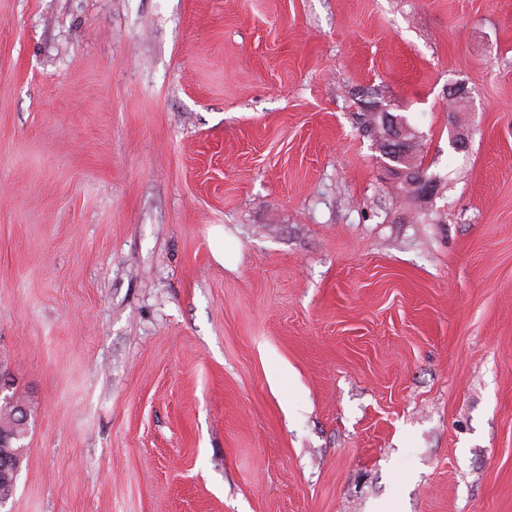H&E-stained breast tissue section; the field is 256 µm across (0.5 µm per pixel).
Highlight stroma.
<instances>
[{"label": "stroma", "instance_id": "1", "mask_svg": "<svg viewBox=\"0 0 512 512\" xmlns=\"http://www.w3.org/2000/svg\"><path fill=\"white\" fill-rule=\"evenodd\" d=\"M0 372V512H512V0H0ZM386 126V135L383 138L382 142L384 144V151L387 152L390 158H387L390 162L395 164V167L399 169H409V168H417L419 170H423V173L426 174V171L422 169V162H418L419 159L417 157V138L418 136L414 131L410 130L404 124L405 138L404 132L402 130L401 123H399L398 119H392L388 117L385 119ZM410 143V154L408 153V141ZM387 155V156H389ZM407 155V156H406ZM405 158H396V157H404ZM421 172L417 170H408L401 171V175L407 176V178L412 182V185L416 188L417 194L424 196L429 195L433 192L435 188L434 181H431ZM28 424L26 423L24 427L17 428L13 425H11L10 420L7 419L2 413H1V407H0V435L2 433H8L12 436V439L10 440L9 445L3 446L0 444V462L2 457L10 459L13 466L17 468V471L19 472L21 460L24 455V444L22 441L26 438V434L28 431ZM3 447H9V448H3ZM8 459H4L0 465V471L7 475L9 472H13L14 476H16L17 471L13 468H11V463ZM2 473H0V501L1 500H8L10 497H12L18 476L16 478V483L14 484L11 479L7 480Z\"/></svg>", "mask_w": 512, "mask_h": 512}]
</instances>
